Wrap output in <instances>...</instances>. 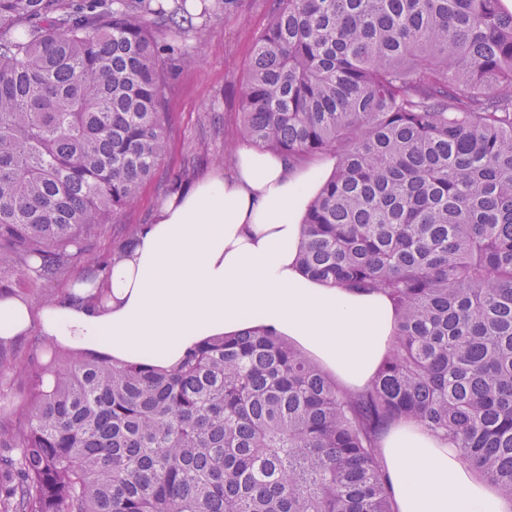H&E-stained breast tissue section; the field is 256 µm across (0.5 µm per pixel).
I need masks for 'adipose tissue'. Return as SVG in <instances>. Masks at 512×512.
Listing matches in <instances>:
<instances>
[{
    "instance_id": "adipose-tissue-1",
    "label": "adipose tissue",
    "mask_w": 512,
    "mask_h": 512,
    "mask_svg": "<svg viewBox=\"0 0 512 512\" xmlns=\"http://www.w3.org/2000/svg\"><path fill=\"white\" fill-rule=\"evenodd\" d=\"M322 168L298 171L250 146L230 175L181 187L110 269L102 304L51 301L40 310L0 297V337L31 329L77 350L173 367L200 341L242 329L249 316L288 337L359 391L394 339L395 313L381 293H352L306 277L297 257L302 220ZM394 512H512L474 479L456 448L411 423L380 448Z\"/></svg>"
}]
</instances>
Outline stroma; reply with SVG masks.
Wrapping results in <instances>:
<instances>
[{
    "instance_id": "35a3bbf8",
    "label": "stroma",
    "mask_w": 512,
    "mask_h": 512,
    "mask_svg": "<svg viewBox=\"0 0 512 512\" xmlns=\"http://www.w3.org/2000/svg\"><path fill=\"white\" fill-rule=\"evenodd\" d=\"M269 4L270 0H242L233 14L215 11L206 20V35L188 40L195 61L177 70L165 102L168 151L144 185L139 202L107 230L105 241H120L126 229L152 222L166 199L170 171H184L190 185L214 171L231 170L233 156L224 146L243 141L239 92Z\"/></svg>"
}]
</instances>
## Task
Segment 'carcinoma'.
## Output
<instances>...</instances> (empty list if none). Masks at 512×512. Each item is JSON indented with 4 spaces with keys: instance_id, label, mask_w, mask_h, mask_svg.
I'll list each match as a JSON object with an SVG mask.
<instances>
[{
    "instance_id": "1",
    "label": "carcinoma",
    "mask_w": 512,
    "mask_h": 512,
    "mask_svg": "<svg viewBox=\"0 0 512 512\" xmlns=\"http://www.w3.org/2000/svg\"><path fill=\"white\" fill-rule=\"evenodd\" d=\"M207 0H0V295L64 277L96 305L105 227L166 154L173 71ZM248 143L333 173L303 220L311 279L382 291L371 384L249 319L176 367L0 338L28 396L0 419V512H394L379 442L444 436L512 504V11L503 0H273L239 97ZM54 379L52 388L45 377Z\"/></svg>"
}]
</instances>
